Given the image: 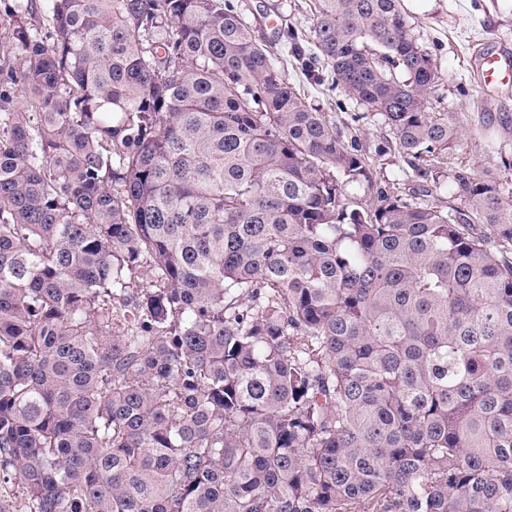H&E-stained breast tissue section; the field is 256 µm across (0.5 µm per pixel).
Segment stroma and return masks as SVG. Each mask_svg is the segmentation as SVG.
Instances as JSON below:
<instances>
[{
    "label": "stroma",
    "instance_id": "1",
    "mask_svg": "<svg viewBox=\"0 0 512 512\" xmlns=\"http://www.w3.org/2000/svg\"><path fill=\"white\" fill-rule=\"evenodd\" d=\"M236 2L248 10L260 34L277 45L287 44L292 37L306 44L314 0ZM404 8L412 34L442 70L434 99L447 112L495 116L496 131L506 145L504 154H490L482 136L472 134L465 149L443 155L442 171L449 174L465 165L478 172L503 173L504 159L512 160V117L504 121L500 115L503 102L512 99V83L483 87L476 63L483 51H512V0H404ZM285 73L297 91L337 126L356 130L363 151L373 160L378 182L395 185L406 194L414 189L413 171L406 159L386 149L391 133L381 117L365 113L343 90L332 87L325 68L307 66L304 59L292 56Z\"/></svg>",
    "mask_w": 512,
    "mask_h": 512
}]
</instances>
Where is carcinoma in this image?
<instances>
[{
    "label": "carcinoma",
    "instance_id": "1",
    "mask_svg": "<svg viewBox=\"0 0 512 512\" xmlns=\"http://www.w3.org/2000/svg\"><path fill=\"white\" fill-rule=\"evenodd\" d=\"M8 17L0 512H512V185L429 200L471 123L404 0L310 37L405 197L233 0Z\"/></svg>",
    "mask_w": 512,
    "mask_h": 512
}]
</instances>
